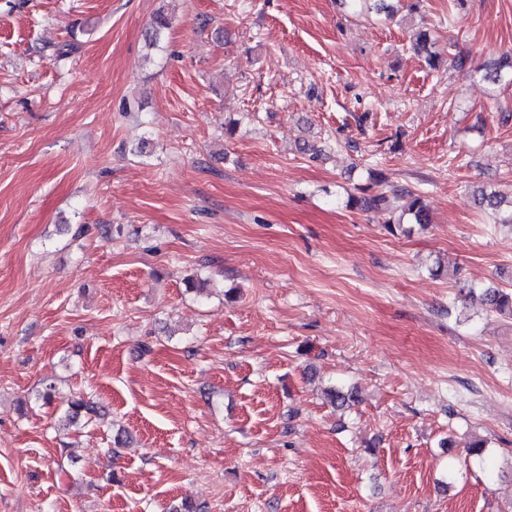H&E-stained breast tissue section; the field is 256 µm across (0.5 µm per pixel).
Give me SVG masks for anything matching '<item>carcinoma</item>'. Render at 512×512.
<instances>
[{
  "label": "carcinoma",
  "mask_w": 512,
  "mask_h": 512,
  "mask_svg": "<svg viewBox=\"0 0 512 512\" xmlns=\"http://www.w3.org/2000/svg\"><path fill=\"white\" fill-rule=\"evenodd\" d=\"M353 9L360 8L387 18L394 16L392 0H340ZM434 45L429 28L422 27L415 33L412 43L413 50L424 57L429 67L438 65V56L432 51ZM484 78L494 83L512 84V55L492 64V71L485 73ZM381 181L374 180V186L360 188L361 195L347 197L346 206L359 207L363 210H376L389 213L387 224H417L421 227L431 223L430 213L423 197L407 188H392L388 191L380 189ZM474 203L479 209L489 211L494 216L496 224L512 225V192L504 195L495 190L479 187L473 193ZM486 310L500 315L512 317V289L488 287L482 289L478 296ZM90 417L97 415V410L91 403L80 396H72L67 401L66 417L72 421L78 420L81 414Z\"/></svg>",
  "instance_id": "1"
}]
</instances>
